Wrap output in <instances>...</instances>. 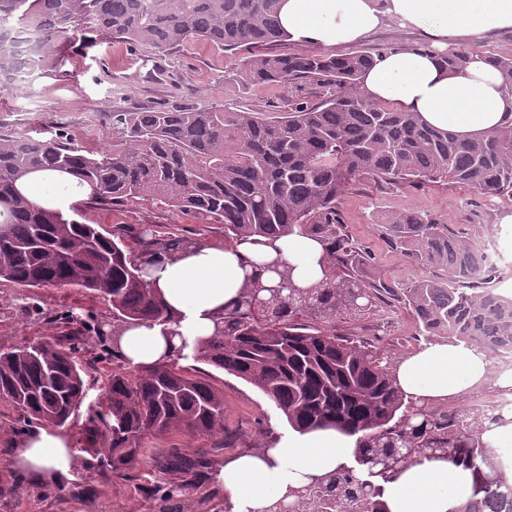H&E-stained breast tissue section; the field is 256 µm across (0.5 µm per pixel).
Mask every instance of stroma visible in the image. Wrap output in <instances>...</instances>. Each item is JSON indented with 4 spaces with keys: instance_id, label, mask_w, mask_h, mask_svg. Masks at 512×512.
I'll return each mask as SVG.
<instances>
[{
    "instance_id": "1",
    "label": "stroma",
    "mask_w": 512,
    "mask_h": 512,
    "mask_svg": "<svg viewBox=\"0 0 512 512\" xmlns=\"http://www.w3.org/2000/svg\"><path fill=\"white\" fill-rule=\"evenodd\" d=\"M65 39L67 53L58 68L32 74L0 92V123L23 131L59 123L77 143L96 149L108 142L106 113L118 108L206 104L230 110L244 107L284 112L292 101L286 89L251 87L234 79L240 58L253 53L248 46L230 52L194 41L160 57L151 49L109 39L86 45L73 32ZM407 208L431 214L452 232L476 241L494 236L501 254L496 283L512 294V223L500 221L503 214L512 213V203L495 204L471 189L445 182L378 186L364 180L353 182L346 190L340 201L343 224L352 242L370 254L377 277L403 288L430 274L383 238L381 215ZM83 216L85 223L101 225L108 233L147 225L157 240L224 241L223 225L198 223L159 202L133 200L115 210L87 204ZM336 330L378 334L382 349L397 358L418 346L413 319L396 305L382 306L358 320L338 319ZM111 332L112 307L94 292L75 286L23 288L0 281V350L64 334L86 339L81 360L90 390L67 426L71 438H78L102 392L103 380L112 370L111 360L103 354L105 337ZM198 369L224 391V427L233 434L231 445L222 451L218 438L183 431L149 438L155 453L174 444L190 456L207 448L216 468L226 454L266 447L287 433L285 419L258 389L211 365L202 363ZM24 436L17 412L0 401V486L14 488L11 497L0 498V512H159V501L150 497L148 489L169 485L172 478L160 473L154 461L116 473L98 468L85 454L70 481L36 487L14 466ZM74 483L84 486L83 495H69Z\"/></svg>"
}]
</instances>
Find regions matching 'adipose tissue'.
I'll list each match as a JSON object with an SVG mask.
<instances>
[{
	"mask_svg": "<svg viewBox=\"0 0 512 512\" xmlns=\"http://www.w3.org/2000/svg\"><path fill=\"white\" fill-rule=\"evenodd\" d=\"M277 20L290 41L320 48L358 42L389 24L413 30L429 49L377 57L361 79L368 98L464 137L512 123V94L486 55L470 53L457 73L444 63L459 44L512 32V0H279ZM17 187L34 205L64 213L91 194L71 175L49 170L24 176ZM275 259L287 262L304 287L322 280L327 268L323 243L299 233L270 244L192 245L158 256L152 279L170 320L128 327L120 342L126 364L148 367L173 358L182 338L212 336L253 265ZM394 374L406 401L418 405L452 401L489 384L512 388V376L494 377L487 355L461 344L422 345L397 361ZM356 451V437L336 429H292L267 447L226 458L215 479L231 512H268L289 489L353 467ZM15 463L31 483L47 485L70 477L77 458L67 431L39 426L26 433ZM383 488L387 512H455L473 493L468 471L448 460L410 466Z\"/></svg>",
	"mask_w": 512,
	"mask_h": 512,
	"instance_id": "adipose-tissue-1",
	"label": "adipose tissue"
}]
</instances>
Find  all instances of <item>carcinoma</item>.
Wrapping results in <instances>:
<instances>
[{"mask_svg": "<svg viewBox=\"0 0 512 512\" xmlns=\"http://www.w3.org/2000/svg\"><path fill=\"white\" fill-rule=\"evenodd\" d=\"M277 0H0V43L15 29L39 36L40 69L61 64L55 40L93 32L167 54L201 40L225 51L284 42ZM377 48L333 55L319 50L271 52L240 61L236 76L252 86L314 85L320 100L287 112L229 111L206 106L118 109L107 113L109 143L88 149L65 128L37 139L0 123V280L28 288L77 286L112 303V358L130 324L167 322L148 268L155 255L191 244L135 234L107 236L58 211L39 208L16 189L34 170L65 172L94 188V204L160 201L204 224L224 225V240H276L298 230L326 246L325 278L285 288L278 306L263 266L246 276L240 299L224 310L214 335L182 342L174 358L107 376L98 409L83 428L85 447L100 467L124 471L144 459L143 442L189 431L224 436V391L180 365L191 358L257 388L294 429L337 428L358 436L362 475L338 469L322 480L325 495L297 489L288 512H385L381 480L446 458L484 474L487 488L460 512H512V484L502 452L484 438L486 423L504 424L508 408L478 403L434 410L405 402L391 358L368 342L336 333V318L393 300L410 313L428 342L463 343L495 359L512 343V296L487 286L478 244L414 209L380 221L387 243L434 274L394 288L371 273L365 254L344 232L339 202L350 183L446 181L489 200L512 201V125L464 140L422 124L416 113L367 98L360 79ZM512 92V56L493 55ZM82 336L0 351V401L25 425L66 426L86 399L78 354ZM210 465L209 453L189 457L165 449L160 468L179 477L157 490L167 512Z\"/></svg>", "mask_w": 512, "mask_h": 512, "instance_id": "cac0c4a2", "label": "carcinoma"}]
</instances>
